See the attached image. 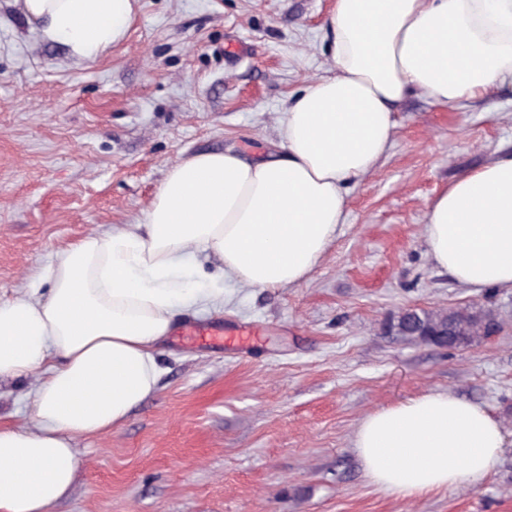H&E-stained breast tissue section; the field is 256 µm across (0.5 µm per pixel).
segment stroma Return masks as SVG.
<instances>
[{
  "label": "stroma",
  "mask_w": 512,
  "mask_h": 512,
  "mask_svg": "<svg viewBox=\"0 0 512 512\" xmlns=\"http://www.w3.org/2000/svg\"><path fill=\"white\" fill-rule=\"evenodd\" d=\"M336 0H138L96 60L42 41L0 0V300L88 234L141 218L168 168L202 152L272 150L292 99L328 75ZM394 146L348 187L347 224L301 285L225 280L193 323L240 342L157 344L155 393L112 432L78 438L69 494L48 512H512V290L474 291L429 261L423 224L448 183L512 151V90L454 109L410 95ZM492 306L472 347L380 331L402 308ZM36 376L0 379V423L32 422ZM439 391L485 405L504 448L474 485L409 501L365 477L367 414Z\"/></svg>",
  "instance_id": "stroma-1"
}]
</instances>
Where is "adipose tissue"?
I'll list each match as a JSON object with an SVG mask.
<instances>
[{
    "label": "adipose tissue",
    "mask_w": 512,
    "mask_h": 512,
    "mask_svg": "<svg viewBox=\"0 0 512 512\" xmlns=\"http://www.w3.org/2000/svg\"><path fill=\"white\" fill-rule=\"evenodd\" d=\"M137 0H21L46 41L93 60L122 42ZM331 74L296 96L275 150L176 161L142 219L90 234L0 301V378L39 374L30 428L0 425V512H47L69 491L77 437L120 425L156 389L155 346L177 308L224 300L223 281L179 273L188 250L253 288L302 284L348 220L347 188L394 145V109L418 92L452 107L512 87V0H336ZM427 252L461 285L512 290V153L430 203ZM354 447L369 481L401 499L480 481L501 458L499 422L433 391L365 416Z\"/></svg>",
    "instance_id": "ef3b65f1"
}]
</instances>
